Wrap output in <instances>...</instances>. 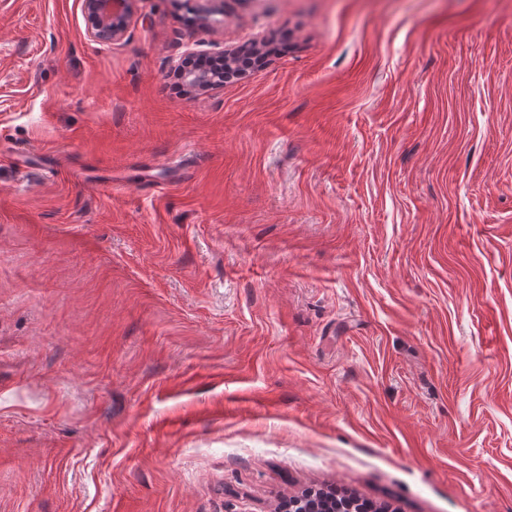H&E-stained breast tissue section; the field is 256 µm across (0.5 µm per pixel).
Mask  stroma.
<instances>
[{
  "mask_svg": "<svg viewBox=\"0 0 512 512\" xmlns=\"http://www.w3.org/2000/svg\"><path fill=\"white\" fill-rule=\"evenodd\" d=\"M311 488L512 512V0H0V512ZM136 0H83V12L94 40L112 43L126 33L134 15ZM237 53V48L232 50H224V47L214 50L207 56L206 54H199L194 51L185 53L184 58L180 60L178 69L184 78L189 92L197 94L204 93L210 90L224 86V75L222 71H218L206 66H192L188 65L190 61L196 60L199 57H206L213 60H223L224 57H229L228 61H232Z\"/></svg>",
  "mask_w": 512,
  "mask_h": 512,
  "instance_id": "stroma-1",
  "label": "stroma"
}]
</instances>
